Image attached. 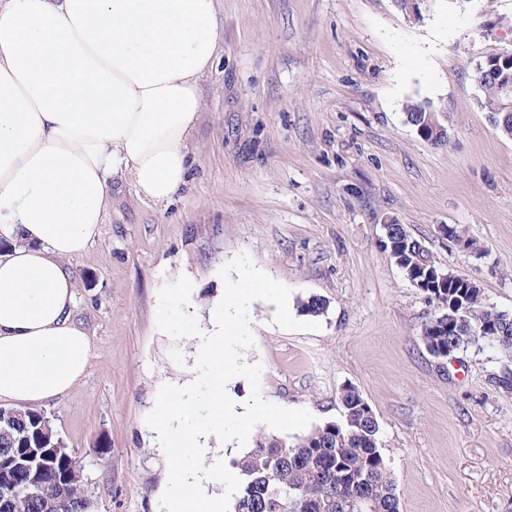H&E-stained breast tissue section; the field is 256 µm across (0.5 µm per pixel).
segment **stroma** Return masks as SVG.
Wrapping results in <instances>:
<instances>
[{
	"label": "stroma",
	"instance_id": "35a3bbf8",
	"mask_svg": "<svg viewBox=\"0 0 512 512\" xmlns=\"http://www.w3.org/2000/svg\"><path fill=\"white\" fill-rule=\"evenodd\" d=\"M217 11L186 185L156 204L114 176L99 239L69 263L91 361L42 408L96 512H162L168 464L146 417L162 385L196 379L199 339L159 330L158 293L187 276L208 327L218 272L242 253L290 288L297 321L311 319L300 300L326 304L317 332L251 304L243 359L262 365L266 400L318 426L354 387L380 423L399 512H512V394L495 383L512 357L432 358L421 336L436 305L381 242L384 224H404L512 315V139L479 107L474 79L477 57L512 50V0H430L418 21L394 0H218ZM413 98L438 109L447 146L407 123Z\"/></svg>",
	"mask_w": 512,
	"mask_h": 512
}]
</instances>
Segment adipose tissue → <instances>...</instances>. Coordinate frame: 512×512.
Listing matches in <instances>:
<instances>
[{"mask_svg":"<svg viewBox=\"0 0 512 512\" xmlns=\"http://www.w3.org/2000/svg\"><path fill=\"white\" fill-rule=\"evenodd\" d=\"M217 0H0V400L84 376L66 262L88 250L119 175L140 199L186 184L221 35Z\"/></svg>","mask_w":512,"mask_h":512,"instance_id":"adipose-tissue-1","label":"adipose tissue"}]
</instances>
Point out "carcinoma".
I'll return each mask as SVG.
<instances>
[{"label": "carcinoma", "instance_id": "carcinoma-1", "mask_svg": "<svg viewBox=\"0 0 512 512\" xmlns=\"http://www.w3.org/2000/svg\"><path fill=\"white\" fill-rule=\"evenodd\" d=\"M490 78L479 61L475 81L478 104L495 128L512 139V55L498 56ZM436 111L424 99L405 105L406 121L419 127ZM425 292L437 313L422 331L427 352L448 359V348L489 345L512 353V316L488 306L479 292L466 293L446 283L427 281ZM342 418L312 428L291 441L259 434L241 458L231 462L240 481L229 512H399V499L380 440V425L371 407L353 387L340 395ZM12 429L0 428V454L10 457L17 448H53L59 436L47 414L38 408H8ZM25 471H15L17 492L0 504V512H94L85 493L80 468L69 454L47 460L38 495L24 488Z\"/></svg>", "mask_w": 512, "mask_h": 512}]
</instances>
